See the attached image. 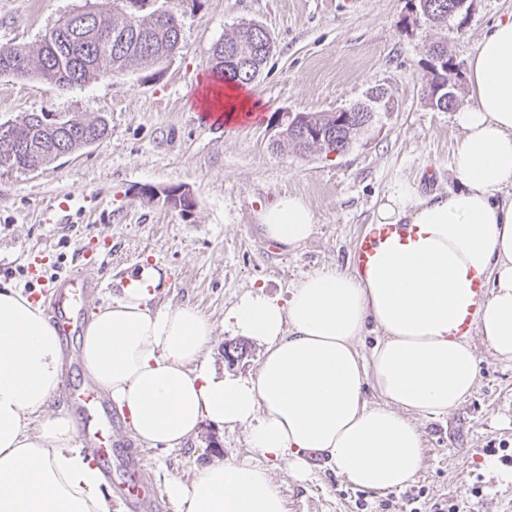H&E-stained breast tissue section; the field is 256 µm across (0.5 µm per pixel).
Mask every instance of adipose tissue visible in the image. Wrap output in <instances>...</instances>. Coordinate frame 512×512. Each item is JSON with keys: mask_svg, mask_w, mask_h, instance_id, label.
Here are the masks:
<instances>
[{"mask_svg": "<svg viewBox=\"0 0 512 512\" xmlns=\"http://www.w3.org/2000/svg\"><path fill=\"white\" fill-rule=\"evenodd\" d=\"M467 83L472 104L455 115L464 131L453 157L461 190L387 195L376 227L406 230L384 238L367 268L320 270L286 304L249 293L228 310L227 329L265 346L255 377L216 372L212 325L194 308H150L155 268L94 312L81 359L140 444L183 447L208 421L248 427L261 458L217 459L191 484L169 481L176 512H287L268 464L286 462L303 481L316 453L357 487L401 488L422 462L412 415H445L477 384L471 333L512 360V16L480 40ZM196 106L227 125L265 110L246 87L216 79ZM260 220L284 247L314 231L297 195L281 196ZM479 282L490 291L477 294ZM370 323L385 338L365 358L355 342ZM62 364V340L41 302L0 290V512H112L72 418L46 411ZM369 387L379 404H367Z\"/></svg>", "mask_w": 512, "mask_h": 512, "instance_id": "obj_1", "label": "adipose tissue"}]
</instances>
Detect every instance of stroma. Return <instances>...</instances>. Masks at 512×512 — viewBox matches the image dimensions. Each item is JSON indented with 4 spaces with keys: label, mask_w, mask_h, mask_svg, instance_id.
Wrapping results in <instances>:
<instances>
[{
    "label": "stroma",
    "mask_w": 512,
    "mask_h": 512,
    "mask_svg": "<svg viewBox=\"0 0 512 512\" xmlns=\"http://www.w3.org/2000/svg\"><path fill=\"white\" fill-rule=\"evenodd\" d=\"M466 27L449 47L466 65L512 0H469ZM91 4L109 12L111 0H0V48L37 51L63 17ZM407 0H184L178 8L182 41L162 65L98 76L67 88L35 76L0 75V121L26 115L104 117L107 136L35 172L0 169V289L45 295L56 278L98 281L85 314L121 293V282L151 266L161 282L150 306L198 310L213 326L210 356L217 372L254 377L263 347L224 358L232 335L224 314L240 297L263 292L285 302L306 274L352 269L354 249L386 194L400 187L422 196L460 189L452 172L463 131L453 113L430 107L423 90L426 46L435 30L402 26ZM263 25L273 53L251 92L264 101L265 119L233 127L202 122L191 96L209 73L208 52L240 24ZM379 85L395 112L376 122L350 150L299 155L269 147V117L288 112H333L363 100ZM196 199L190 216L169 209L161 194L172 187ZM150 187L154 198L140 196ZM284 194L301 196L314 214V232L283 249L268 240L260 213ZM41 254L37 272L28 257ZM472 394L448 415L414 416L423 442L422 465L404 487L360 489L325 458L311 460L308 481L284 464L271 473L287 512H361L360 502L405 512L408 494L424 491L427 512L459 503L463 512H512V362L498 358L479 335ZM116 450L138 448L142 474L156 492L154 512H175L166 486L190 483L204 463L251 460L245 428L205 423L181 448L138 446L116 406H109Z\"/></svg>",
    "instance_id": "stroma-1"
}]
</instances>
